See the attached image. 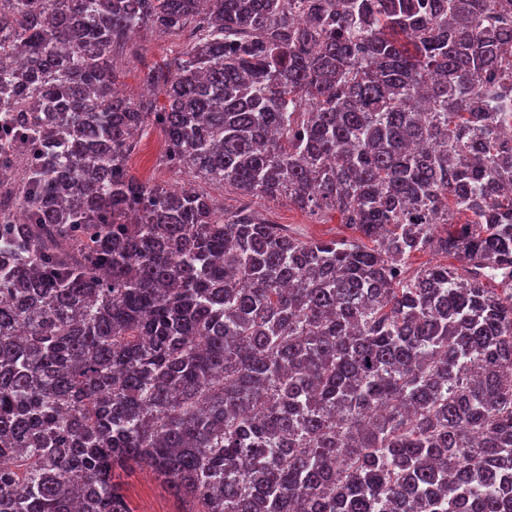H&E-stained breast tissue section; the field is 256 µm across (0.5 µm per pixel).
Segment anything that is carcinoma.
Here are the masks:
<instances>
[{
	"instance_id": "carcinoma-1",
	"label": "carcinoma",
	"mask_w": 512,
	"mask_h": 512,
	"mask_svg": "<svg viewBox=\"0 0 512 512\" xmlns=\"http://www.w3.org/2000/svg\"><path fill=\"white\" fill-rule=\"evenodd\" d=\"M510 117L512 0H0V512H512ZM189 32L180 35L161 34L152 27L140 29L129 42V47L116 58L115 64L121 73L120 83L126 90L135 88L138 93L131 96L138 99L144 92L143 72L147 66L171 60L185 47ZM135 154L130 159V166L134 174L142 181L158 184L164 187L183 183V178L160 162L164 149V137L159 128L150 127L138 136ZM153 143L156 144L154 152L151 151ZM143 154L146 159H143ZM252 208L262 218L276 224H287L290 229L310 239H330L353 235V230L342 224L341 215L334 211H324L311 215L290 204L286 199L271 200L255 197L250 200ZM442 263V264H455L458 265V261L452 255H446L444 253L435 252H423L417 253L412 256L408 261V273L413 274L416 271L428 266L429 264ZM118 481L133 512H187L195 508L192 502L174 495L147 468L120 472Z\"/></svg>"
}]
</instances>
